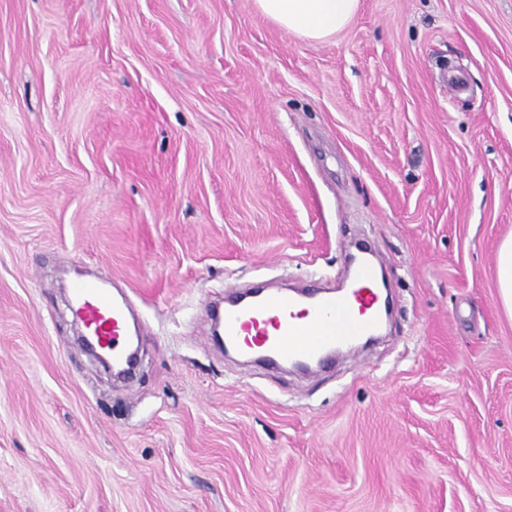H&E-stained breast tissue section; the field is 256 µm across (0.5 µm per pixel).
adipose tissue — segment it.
I'll use <instances>...</instances> for the list:
<instances>
[{"label":"adipose tissue","mask_w":512,"mask_h":512,"mask_svg":"<svg viewBox=\"0 0 512 512\" xmlns=\"http://www.w3.org/2000/svg\"><path fill=\"white\" fill-rule=\"evenodd\" d=\"M257 11L306 40L321 41L344 30L359 0H254Z\"/></svg>","instance_id":"adipose-tissue-1"}]
</instances>
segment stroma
I'll use <instances>...</instances> for the list:
<instances>
[{"instance_id":"obj_1","label":"stroma","mask_w":512,"mask_h":512,"mask_svg":"<svg viewBox=\"0 0 512 512\" xmlns=\"http://www.w3.org/2000/svg\"><path fill=\"white\" fill-rule=\"evenodd\" d=\"M465 78L452 94L448 74ZM512 0H0V512H512ZM386 270V337L306 376L225 357L228 285ZM139 316L136 378L68 288ZM257 11L306 40L321 41L344 30L359 0H254ZM497 284L501 301L507 314L512 317V238L501 243L496 264Z\"/></svg>"}]
</instances>
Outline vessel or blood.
Wrapping results in <instances>:
<instances>
[{"mask_svg":"<svg viewBox=\"0 0 512 512\" xmlns=\"http://www.w3.org/2000/svg\"><path fill=\"white\" fill-rule=\"evenodd\" d=\"M223 308L213 315L223 322L224 344L244 357L264 362L323 365L337 347L374 335L383 324L387 300L376 282V269L364 257H352L343 289L312 286L304 295L264 289H226ZM74 314L112 353L118 374H131L137 357L131 349L128 306L96 281L72 288Z\"/></svg>","mask_w":512,"mask_h":512,"instance_id":"b4317fda","label":"vessel or blood"}]
</instances>
